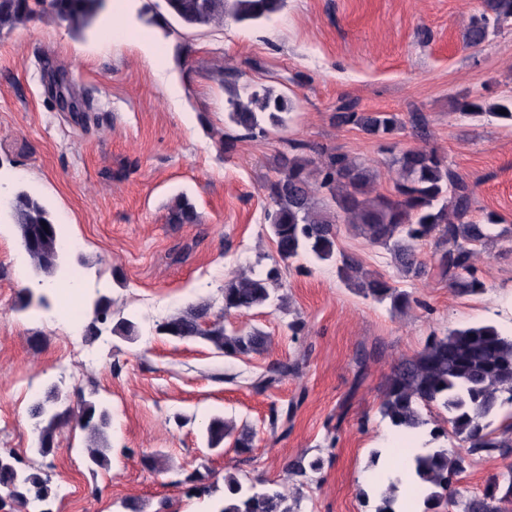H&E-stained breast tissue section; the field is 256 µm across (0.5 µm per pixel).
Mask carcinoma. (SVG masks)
Instances as JSON below:
<instances>
[{"label":"carcinoma","mask_w":512,"mask_h":512,"mask_svg":"<svg viewBox=\"0 0 512 512\" xmlns=\"http://www.w3.org/2000/svg\"><path fill=\"white\" fill-rule=\"evenodd\" d=\"M103 0H0V32L11 30L36 18H51L69 29L81 32L102 9ZM284 0H164L169 17L187 29L221 25L226 19L255 23L276 14ZM512 19V0H482L481 10L465 29V46L483 45L502 23ZM228 116L236 129L224 135V153L233 152L235 143L264 132L261 122L276 126L286 123L293 102L282 94L262 88L241 86L230 74L224 81ZM464 115L486 114L512 120V102L483 106L462 105ZM336 125L352 126L371 138L395 136L405 127L391 112H357L344 104L335 114ZM304 145L291 146L292 153L277 159L275 176L263 185L269 200L265 221L276 246L278 260L266 271L234 273L222 288L223 312L247 314L272 304L281 307L285 296L280 264L308 253L319 261H333L340 277L365 297L379 303L390 302L391 309L403 311L414 303L410 292L398 287L385 275L362 270L357 258L337 250L338 226L347 224L368 243L384 248L396 269L411 281L435 276L462 295L485 292L475 264L476 248L493 239L512 243V227H501L495 219L481 224L472 219L476 208L473 186L433 148H409L392 158L397 178L393 192L374 190V172L362 160L336 150L320 149L314 155L302 153ZM19 233L20 245L44 279L54 277L63 247L58 225L43 201L24 189L13 193L8 214ZM196 220L193 203L179 198L169 211L171 224ZM432 241L436 251L427 262L419 246ZM208 302L192 304L157 326L159 334L177 340L201 339L227 358L262 354L269 336L256 328L227 330L220 319L211 318ZM112 317L111 301L99 298L85 336L96 337L99 325ZM299 363H277L251 379V386L267 390L294 374ZM512 406V336L492 324H477L433 336L415 355L392 366L383 383L381 414L390 427L403 435L423 438L421 446L392 454L394 474L377 491L373 512H447L450 506L461 512H501L500 504L512 501V413L501 416ZM442 410L448 427L431 424L422 409ZM34 421L37 453L47 458L58 450L60 427L75 420L88 432L86 448L90 469L104 468L106 433L111 424L109 410L85 395L72 401L50 386L29 407ZM499 426H494L496 420ZM460 447H448V438ZM233 439L241 454L252 450L255 432L237 427L221 416L212 417L205 430L207 447H224ZM497 455L507 461V477L492 478L484 492L465 500L458 498L457 477L476 456ZM319 457L301 456L289 465L294 477L311 479L321 471ZM0 489L15 506L25 512L33 501H46L55 495L50 475L40 467L22 469L11 454H0ZM214 512H294L288 495L278 490L258 491L238 473L225 472L223 497L213 504Z\"/></svg>","instance_id":"obj_1"}]
</instances>
